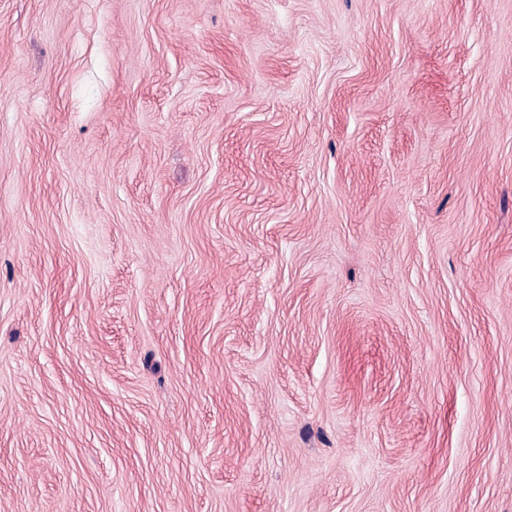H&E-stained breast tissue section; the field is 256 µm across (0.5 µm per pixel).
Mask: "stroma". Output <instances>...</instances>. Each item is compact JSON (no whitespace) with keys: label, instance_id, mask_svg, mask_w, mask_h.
Returning a JSON list of instances; mask_svg holds the SVG:
<instances>
[{"label":"stroma","instance_id":"35a3bbf8","mask_svg":"<svg viewBox=\"0 0 512 512\" xmlns=\"http://www.w3.org/2000/svg\"><path fill=\"white\" fill-rule=\"evenodd\" d=\"M0 512H512V0H0Z\"/></svg>","mask_w":512,"mask_h":512}]
</instances>
